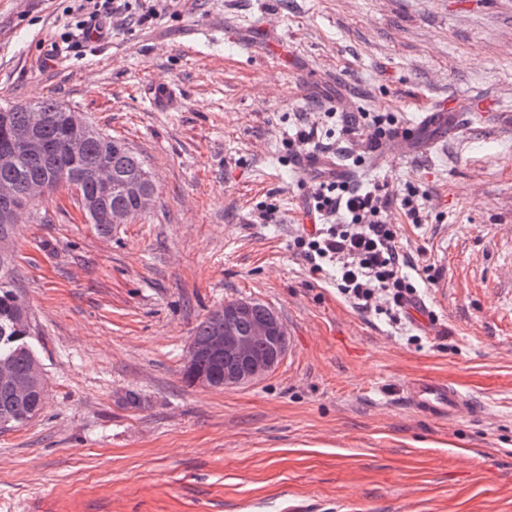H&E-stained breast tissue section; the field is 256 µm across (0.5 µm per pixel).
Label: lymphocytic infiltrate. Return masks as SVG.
I'll return each mask as SVG.
<instances>
[{"label": "lymphocytic infiltrate", "mask_w": 512, "mask_h": 512, "mask_svg": "<svg viewBox=\"0 0 512 512\" xmlns=\"http://www.w3.org/2000/svg\"><path fill=\"white\" fill-rule=\"evenodd\" d=\"M129 2L78 0L80 35L103 37L113 17L127 10ZM419 196V189L410 184L396 194L384 184L364 189L344 181L317 183L309 202L318 224L297 235V253L312 269L334 267L336 288L354 308L400 322L417 297L409 269L420 267L427 277L432 267L418 265L405 251L388 211L399 207L411 223H422L424 208Z\"/></svg>", "instance_id": "obj_1"}]
</instances>
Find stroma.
Returning a JSON list of instances; mask_svg holds the SVG:
<instances>
[{"label":"stroma","instance_id":"1","mask_svg":"<svg viewBox=\"0 0 512 512\" xmlns=\"http://www.w3.org/2000/svg\"><path fill=\"white\" fill-rule=\"evenodd\" d=\"M73 7L0 0V104L48 96L124 139L156 203L104 235L62 187L19 224L47 395L0 433V512H512V0H158L98 41L71 39ZM441 99L487 108L357 168L429 196L426 223L390 213L435 267L432 320L398 325L296 256L310 191L287 141L298 112L337 145L333 111L406 127ZM236 299L278 313L285 357L187 385L193 327ZM419 376L469 410L416 416Z\"/></svg>","mask_w":512,"mask_h":512}]
</instances>
